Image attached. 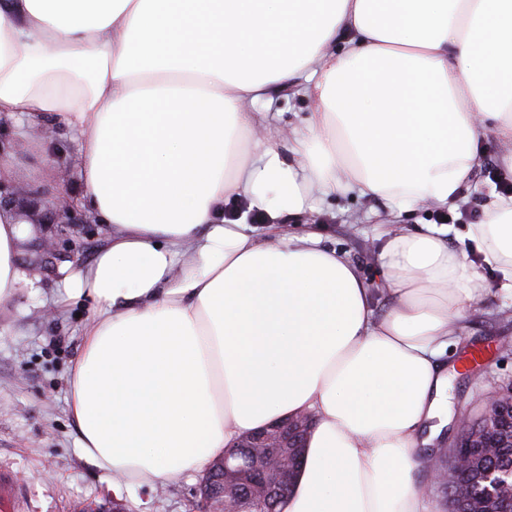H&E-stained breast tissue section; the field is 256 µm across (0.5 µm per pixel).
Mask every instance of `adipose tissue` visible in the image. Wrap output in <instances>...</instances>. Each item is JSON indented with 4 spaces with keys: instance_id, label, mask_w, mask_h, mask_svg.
<instances>
[{
    "instance_id": "1",
    "label": "adipose tissue",
    "mask_w": 512,
    "mask_h": 512,
    "mask_svg": "<svg viewBox=\"0 0 512 512\" xmlns=\"http://www.w3.org/2000/svg\"><path fill=\"white\" fill-rule=\"evenodd\" d=\"M311 100L288 139L255 104ZM0 119L78 136V201L107 244L64 273L94 311L70 383L81 455L157 487L251 430L314 415L280 512H426L423 453L448 422V348L484 277L443 228L483 130L512 143V0H0ZM394 203L392 299L313 234L259 241L313 193ZM465 237L512 294V201ZM32 228L0 212V302L37 280Z\"/></svg>"
}]
</instances>
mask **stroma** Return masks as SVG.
<instances>
[{"mask_svg":"<svg viewBox=\"0 0 512 512\" xmlns=\"http://www.w3.org/2000/svg\"><path fill=\"white\" fill-rule=\"evenodd\" d=\"M503 152L492 135H483L471 190L456 211L424 205L409 213L408 224H440L449 216L453 234L465 233L472 216H483L496 191ZM390 211L389 202L375 198L317 194L306 212L274 221L250 209L247 199L229 198L224 221L249 225L263 236L317 233L323 246L347 253L376 288ZM105 238L103 225L73 226L62 238L52 268L37 269L38 291L24 289L0 303V484L7 489L0 512H81L115 499L126 503L129 512H202L196 494L202 472L183 475L160 490L133 486L91 465L77 448L69 381L92 306L81 300L60 310L54 298L59 267L89 265ZM466 254L488 287L480 305L467 313L463 344L450 350L449 358L459 362L469 344L490 358L480 371L453 378L451 412L456 418L479 416L490 395L512 387V295L498 288L495 271L484 265L475 247H467Z\"/></svg>","mask_w":512,"mask_h":512,"instance_id":"obj_1","label":"stroma"}]
</instances>
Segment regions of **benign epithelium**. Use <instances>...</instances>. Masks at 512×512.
Masks as SVG:
<instances>
[{"label":"benign epithelium","mask_w":512,"mask_h":512,"mask_svg":"<svg viewBox=\"0 0 512 512\" xmlns=\"http://www.w3.org/2000/svg\"><path fill=\"white\" fill-rule=\"evenodd\" d=\"M9 209L28 217L34 232L41 239V255L36 264L42 265L57 248L59 237L74 224H91L93 220L82 210L73 195L61 188L47 199L34 198L28 187L15 180L0 178V211ZM507 407L512 408V388L491 395L485 403L481 416L476 421L468 417L459 420V428L471 432L484 431L485 446L494 447V437L488 432V424L496 419ZM314 418L299 415L287 418L263 430L247 432L232 444L234 450L224 453L220 459L224 473V500L221 512H248L246 500L239 492L243 465H248L255 497L274 503L290 488L299 466L304 436L310 433ZM471 442L469 437L460 436L454 451L437 457L430 462V478L435 485L449 481L451 476L470 463ZM486 492L493 496L503 491L512 494V470L507 472L489 471L486 474Z\"/></svg>","instance_id":"1"}]
</instances>
